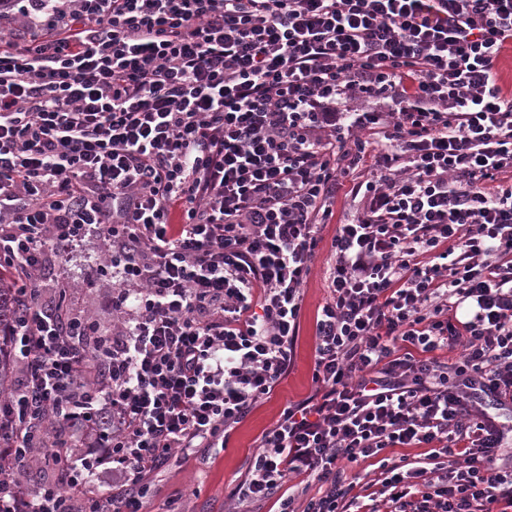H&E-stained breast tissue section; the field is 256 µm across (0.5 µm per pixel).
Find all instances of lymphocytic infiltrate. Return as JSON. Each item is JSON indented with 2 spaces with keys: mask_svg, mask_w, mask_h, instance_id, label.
<instances>
[{
  "mask_svg": "<svg viewBox=\"0 0 512 512\" xmlns=\"http://www.w3.org/2000/svg\"><path fill=\"white\" fill-rule=\"evenodd\" d=\"M15 11L44 23L0 27V333L23 363L0 512H144L176 454L225 442L294 362L345 177L362 206L329 242L312 391L263 433L234 512H512L483 407H512V0H0ZM91 230L131 310L109 331L38 294ZM91 429L101 453L22 489ZM425 446L422 466L385 454ZM372 457L367 506L347 471ZM293 478L317 495L283 494Z\"/></svg>",
  "mask_w": 512,
  "mask_h": 512,
  "instance_id": "lymphocytic-infiltrate-1",
  "label": "lymphocytic infiltrate"
}]
</instances>
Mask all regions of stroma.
<instances>
[{"label":"stroma","instance_id":"obj_1","mask_svg":"<svg viewBox=\"0 0 512 512\" xmlns=\"http://www.w3.org/2000/svg\"><path fill=\"white\" fill-rule=\"evenodd\" d=\"M100 251L101 242L91 232L70 248L65 260H49L40 282L41 298L52 302L58 293H66L70 313L91 315L101 329L108 330L123 314L112 306L111 278L100 276L97 271ZM328 262V251H320L304 286L301 331L288 376L236 425L225 447L203 448L193 455L178 456L150 491L145 512H170L176 498L184 512H225L229 493L244 478L262 433L276 422L287 403L304 399L312 390L314 326L317 309L326 297Z\"/></svg>","mask_w":512,"mask_h":512}]
</instances>
